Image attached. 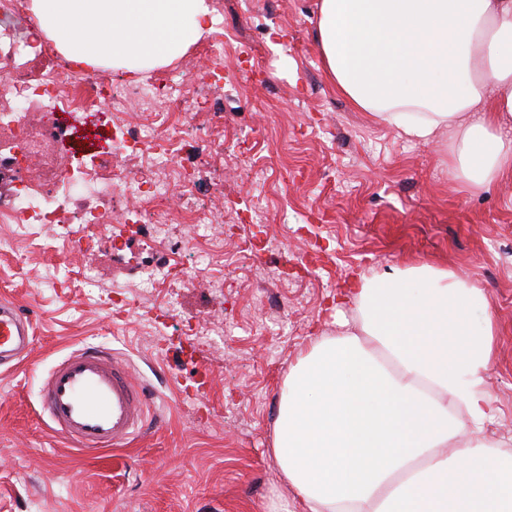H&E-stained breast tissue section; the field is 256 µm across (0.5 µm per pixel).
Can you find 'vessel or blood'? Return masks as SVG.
Returning a JSON list of instances; mask_svg holds the SVG:
<instances>
[{
    "instance_id": "b4317fda",
    "label": "vessel or blood",
    "mask_w": 512,
    "mask_h": 512,
    "mask_svg": "<svg viewBox=\"0 0 512 512\" xmlns=\"http://www.w3.org/2000/svg\"><path fill=\"white\" fill-rule=\"evenodd\" d=\"M29 318L0 302V366L33 347ZM41 408L55 433L86 454L128 446L146 425L148 403L127 364L102 347L70 352L44 379Z\"/></svg>"
}]
</instances>
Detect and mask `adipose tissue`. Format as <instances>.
Returning <instances> with one entry per match:
<instances>
[{"mask_svg":"<svg viewBox=\"0 0 512 512\" xmlns=\"http://www.w3.org/2000/svg\"><path fill=\"white\" fill-rule=\"evenodd\" d=\"M67 59L171 63L208 0H31ZM327 80L425 142L474 192L512 178V0H319ZM352 316L312 341L280 390L272 454L303 512H512V452L489 439L493 322L481 288L428 265L361 277ZM454 452H447L448 443Z\"/></svg>","mask_w":512,"mask_h":512,"instance_id":"ef3b65f1","label":"adipose tissue"}]
</instances>
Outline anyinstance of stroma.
<instances>
[{
	"label": "stroma",
	"mask_w": 512,
	"mask_h": 512,
	"mask_svg": "<svg viewBox=\"0 0 512 512\" xmlns=\"http://www.w3.org/2000/svg\"><path fill=\"white\" fill-rule=\"evenodd\" d=\"M318 0H224L222 79L199 84L223 120V163L200 166L204 135L184 138L178 162L196 200L263 223L224 225L216 248L224 291L174 281L148 300L113 293L169 255L148 224H115L83 247L99 286H49L67 252L42 233L0 224V298L34 327L28 361L0 368V512H300L271 452L280 388L312 338L335 333L332 307L353 278L428 263L477 283L498 357L487 391L495 429L512 437V180L474 193L448 166V137L406 138L355 109L325 77L315 39ZM279 156L254 191L250 166ZM122 240L119 253L110 238ZM201 320L236 324L211 347L182 336ZM82 346L132 363L150 396L143 435L84 457L57 437L39 387Z\"/></svg>",
	"instance_id": "1"
}]
</instances>
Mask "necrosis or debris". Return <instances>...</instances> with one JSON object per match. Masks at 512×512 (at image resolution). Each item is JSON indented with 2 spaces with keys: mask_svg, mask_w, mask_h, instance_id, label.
Here are the masks:
<instances>
[{
  "mask_svg": "<svg viewBox=\"0 0 512 512\" xmlns=\"http://www.w3.org/2000/svg\"><path fill=\"white\" fill-rule=\"evenodd\" d=\"M27 0H0V224L21 230L46 225L63 243L85 230L138 220L153 227L160 245L174 244L172 209L193 226V257L143 269L135 282L151 295L172 279L202 281L223 292L215 272L211 229L241 217L195 205L194 180L178 163L181 136L201 103L190 102L182 70L114 87L106 70L74 69L36 28L19 32ZM111 104V144L73 168L65 151L78 130L60 115H97Z\"/></svg>",
  "mask_w": 512,
  "mask_h": 512,
  "instance_id": "necrosis-or-debris-1",
  "label": "necrosis or debris"
}]
</instances>
